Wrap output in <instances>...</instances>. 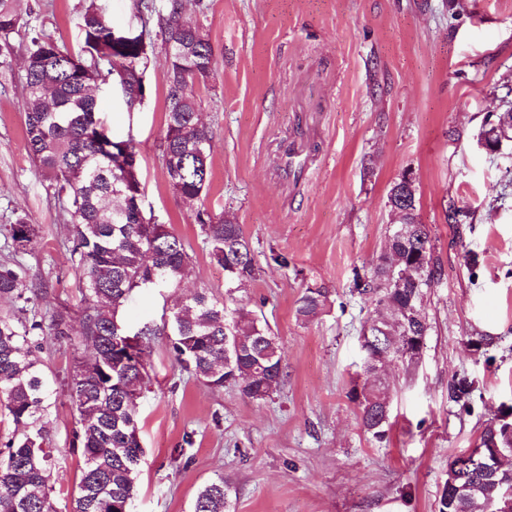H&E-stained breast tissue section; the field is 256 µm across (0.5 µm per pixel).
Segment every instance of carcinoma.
Returning <instances> with one entry per match:
<instances>
[{
	"label": "carcinoma",
	"instance_id": "carcinoma-1",
	"mask_svg": "<svg viewBox=\"0 0 512 512\" xmlns=\"http://www.w3.org/2000/svg\"><path fill=\"white\" fill-rule=\"evenodd\" d=\"M181 0H133L134 40L112 47V21L98 0H83L80 49L72 52L25 18L21 0H0V74L13 73V40L27 30L24 80L26 149L45 179L47 195L72 225L66 252L80 274L84 307L79 336L86 354L76 358L70 396L79 414L72 447L82 449L79 494L72 512H113L131 502L143 457L138 399L150 383L151 325L139 329L142 344L131 356L125 339L134 335L119 316L133 294L176 289L194 275L184 241L167 225L148 222L135 140L98 131V92L112 90L132 111L147 96L146 71L153 51L150 24L170 50L167 65L166 127L162 138L165 177L172 192L189 205L207 189L214 133L200 120L191 84L212 75L213 49L197 21L181 15ZM512 116L490 113L484 129L498 139ZM197 223L210 260L224 269V297L206 289L173 307L164 319L175 359L213 390L238 388L252 402L275 394L284 381L278 338L263 315L239 304L236 293L260 275L255 250L240 225L197 210ZM40 226L25 212L0 221V299L12 309L0 315V405L14 424L0 440V512H53L50 485L53 450L43 448L45 419L54 406L52 390L36 353L47 337L73 336L67 308L43 306L44 283L29 272ZM440 274L430 232L416 204L399 212L396 232L370 274L354 271L353 291L369 297L377 315L362 326L363 383L349 398L361 425L375 440L386 436L392 386L376 373L382 358L413 368L428 324L424 289ZM329 290L308 287L296 301L297 318L308 321L327 306ZM475 383L466 376L448 383V401L466 407ZM512 406L480 434L484 458L456 456L437 502L438 512H512ZM191 512H231L224 480L203 485Z\"/></svg>",
	"mask_w": 512,
	"mask_h": 512
}]
</instances>
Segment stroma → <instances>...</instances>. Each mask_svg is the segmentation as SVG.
I'll return each mask as SVG.
<instances>
[{"label": "stroma", "mask_w": 512, "mask_h": 512, "mask_svg": "<svg viewBox=\"0 0 512 512\" xmlns=\"http://www.w3.org/2000/svg\"><path fill=\"white\" fill-rule=\"evenodd\" d=\"M183 0L214 54L200 86L214 131L211 180L200 207L240 224L262 272L244 288L279 338L284 383L262 403L235 387L213 391L176 362L168 337L151 343L152 384L138 401L144 448L130 512H190L202 485L220 479L232 512H437L455 455L476 446L512 405V142L482 146L484 117L512 101V0ZM44 32L76 49L79 0H22ZM14 73L0 79V214L16 209L41 227L26 262L52 305L79 314L78 277L62 247L71 235L25 148L23 38ZM165 47L155 43L150 94L127 112L113 94L100 117L138 145L144 200L181 237L194 262L189 289L224 294L195 210L171 191L161 138ZM442 273L427 288L428 323L415 369L391 365L390 427L376 441L348 398L361 372L360 330L372 315L351 290L387 243L386 205L404 171ZM468 210L447 220L450 206ZM291 264L269 263L271 251ZM478 257L469 273L465 252ZM329 288L310 322L297 319L305 288ZM497 339L473 350L474 331ZM39 358L56 399L46 430L55 448V512L78 493L77 413L68 383L72 342L48 340ZM476 382L469 409L448 384Z\"/></svg>", "instance_id": "obj_1"}]
</instances>
